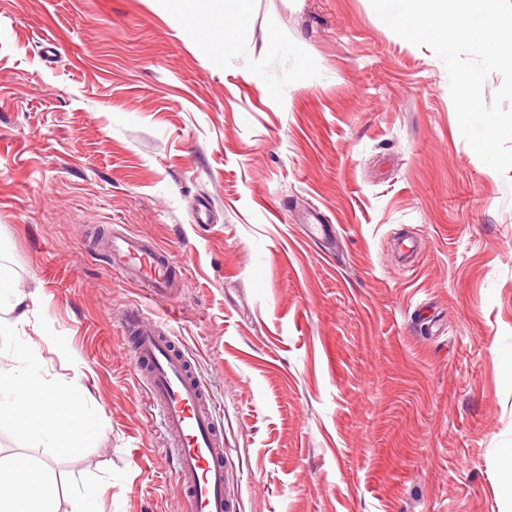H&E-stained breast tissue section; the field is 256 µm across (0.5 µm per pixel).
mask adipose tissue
I'll list each match as a JSON object with an SVG mask.
<instances>
[{"label": "adipose tissue", "instance_id": "obj_1", "mask_svg": "<svg viewBox=\"0 0 512 512\" xmlns=\"http://www.w3.org/2000/svg\"><path fill=\"white\" fill-rule=\"evenodd\" d=\"M41 371L33 356L22 375L0 369V418L12 419L23 440L48 448L98 436L96 417L86 407L79 380L57 389L44 382ZM58 482L47 464L1 456L0 512H60Z\"/></svg>", "mask_w": 512, "mask_h": 512}]
</instances>
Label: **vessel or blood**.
Listing matches in <instances>:
<instances>
[{
    "label": "vessel or blood",
    "mask_w": 512,
    "mask_h": 512,
    "mask_svg": "<svg viewBox=\"0 0 512 512\" xmlns=\"http://www.w3.org/2000/svg\"><path fill=\"white\" fill-rule=\"evenodd\" d=\"M106 259L113 272L145 288L152 300L176 299L171 253L126 225H113ZM126 323L135 336L130 357L134 373L159 412L178 463L183 492L176 512H228L224 432L207 387L185 354L177 352L166 323L139 309L129 312Z\"/></svg>",
    "instance_id": "1"
}]
</instances>
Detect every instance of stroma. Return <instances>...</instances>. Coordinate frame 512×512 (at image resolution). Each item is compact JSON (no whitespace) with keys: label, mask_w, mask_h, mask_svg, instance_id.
I'll use <instances>...</instances> for the list:
<instances>
[{"label":"stroma","mask_w":512,"mask_h":512,"mask_svg":"<svg viewBox=\"0 0 512 512\" xmlns=\"http://www.w3.org/2000/svg\"><path fill=\"white\" fill-rule=\"evenodd\" d=\"M0 0V363L74 366L102 433L17 440L98 512H173L122 320L167 317L224 415L231 512H512V171L463 138L444 63L370 0ZM171 251L155 306L111 225ZM323 225L334 249L309 241Z\"/></svg>","instance_id":"1"}]
</instances>
